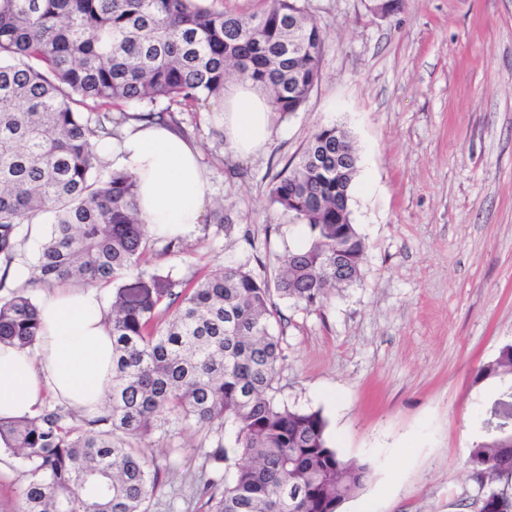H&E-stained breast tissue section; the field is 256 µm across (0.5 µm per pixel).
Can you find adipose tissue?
<instances>
[{"mask_svg": "<svg viewBox=\"0 0 512 512\" xmlns=\"http://www.w3.org/2000/svg\"><path fill=\"white\" fill-rule=\"evenodd\" d=\"M224 136L248 155L269 140L272 112L265 96L240 82L224 94ZM112 167L138 177V208L152 231L169 236L204 220L207 179L196 147L176 130L129 121L106 145ZM34 348L0 344V419L37 414L46 397L88 413L112 383V328L91 288L60 289L39 304Z\"/></svg>", "mask_w": 512, "mask_h": 512, "instance_id": "ef3b65f1", "label": "adipose tissue"}]
</instances>
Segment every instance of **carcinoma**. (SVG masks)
<instances>
[{"label":"carcinoma","instance_id":"1","mask_svg":"<svg viewBox=\"0 0 512 512\" xmlns=\"http://www.w3.org/2000/svg\"><path fill=\"white\" fill-rule=\"evenodd\" d=\"M306 36L288 62V16ZM326 37L302 0H262L253 13L201 0H0V257L12 261L22 225L52 217L33 266L52 286L110 283L112 385L102 411L78 428L47 404L33 417L0 421L6 451L27 467L19 512H150L160 469L134 442L185 425L227 429L210 458L224 474L202 488L210 512H336L370 468L345 460L318 411L279 404L282 359L273 293L320 308L331 290L360 281L366 243L350 220L358 156L336 174L337 126L317 128L271 182V206L308 229L278 257L274 282L226 266L176 293L178 282L142 268L151 242L139 218L137 179L104 166L99 141L130 120L179 126L175 109L199 111L248 81L286 117L318 80ZM167 102L146 113L142 104ZM324 143L328 164L308 153ZM350 273L336 278V254ZM168 318L157 320L166 299ZM38 306L24 290L0 298V344L32 348ZM512 381V344L479 366L473 383ZM463 466L484 487L491 512L512 449L476 441Z\"/></svg>","mask_w":512,"mask_h":512}]
</instances>
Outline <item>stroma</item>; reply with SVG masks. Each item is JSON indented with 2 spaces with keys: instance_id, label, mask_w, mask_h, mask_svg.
<instances>
[{
  "instance_id": "stroma-1",
  "label": "stroma",
  "mask_w": 512,
  "mask_h": 512,
  "mask_svg": "<svg viewBox=\"0 0 512 512\" xmlns=\"http://www.w3.org/2000/svg\"><path fill=\"white\" fill-rule=\"evenodd\" d=\"M305 5L327 34L321 75L298 112L274 119L264 150L233 151L222 113H179L210 203L178 248L154 240L146 268L184 289L228 265L273 277L307 228L270 205L269 185L318 126L343 128L358 155L362 278L316 309L276 299V397L321 412L337 453L369 464L340 512H477L463 459L508 388L472 375L512 344V0H404L386 18L371 0ZM45 231L24 227L20 274L0 297L48 295L32 281ZM222 437L145 441L162 480L151 512H208L201 490ZM26 479L0 452V512H17Z\"/></svg>"
}]
</instances>
